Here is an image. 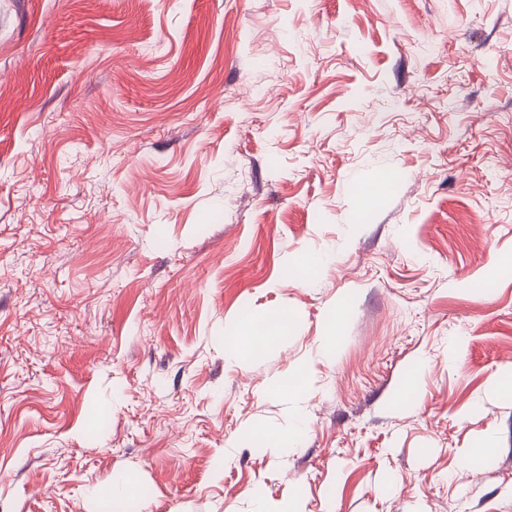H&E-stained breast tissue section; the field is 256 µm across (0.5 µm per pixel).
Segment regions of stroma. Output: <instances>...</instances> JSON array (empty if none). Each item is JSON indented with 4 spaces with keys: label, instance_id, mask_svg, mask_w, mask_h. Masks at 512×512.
<instances>
[{
    "label": "stroma",
    "instance_id": "35a3bbf8",
    "mask_svg": "<svg viewBox=\"0 0 512 512\" xmlns=\"http://www.w3.org/2000/svg\"><path fill=\"white\" fill-rule=\"evenodd\" d=\"M510 253L512 0H0V512H512ZM294 323L295 318L288 311L275 312L265 317L244 314L241 317L243 336L237 342L251 350L262 348L278 337L288 336Z\"/></svg>",
    "mask_w": 512,
    "mask_h": 512
}]
</instances>
